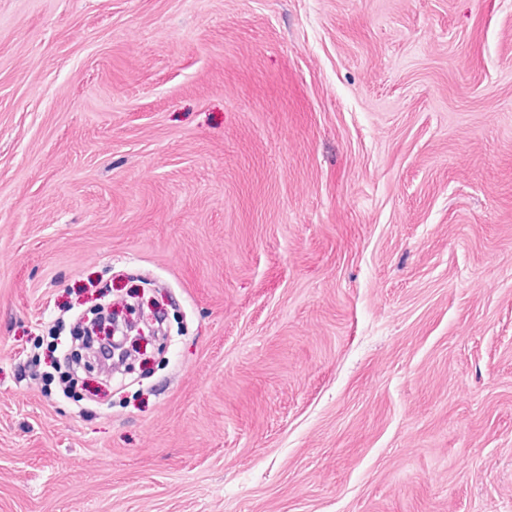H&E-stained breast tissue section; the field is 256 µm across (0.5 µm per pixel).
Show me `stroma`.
<instances>
[{"mask_svg":"<svg viewBox=\"0 0 512 512\" xmlns=\"http://www.w3.org/2000/svg\"><path fill=\"white\" fill-rule=\"evenodd\" d=\"M0 512H512V0H0Z\"/></svg>","mask_w":512,"mask_h":512,"instance_id":"obj_1","label":"stroma"}]
</instances>
